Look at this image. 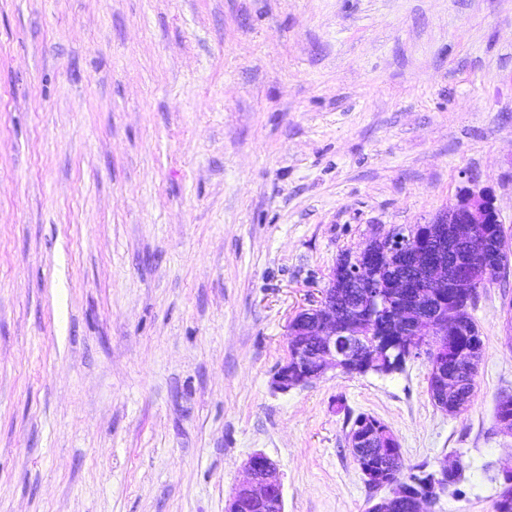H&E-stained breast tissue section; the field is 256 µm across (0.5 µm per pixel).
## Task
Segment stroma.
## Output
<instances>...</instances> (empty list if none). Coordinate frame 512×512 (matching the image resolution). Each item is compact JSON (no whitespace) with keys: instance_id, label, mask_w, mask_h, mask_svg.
I'll return each instance as SVG.
<instances>
[{"instance_id":"stroma-1","label":"stroma","mask_w":512,"mask_h":512,"mask_svg":"<svg viewBox=\"0 0 512 512\" xmlns=\"http://www.w3.org/2000/svg\"><path fill=\"white\" fill-rule=\"evenodd\" d=\"M474 185L512 243V0H0V512H224L256 453L367 512L361 413L495 512L512 270L463 412L423 355L273 384L343 252Z\"/></svg>"}]
</instances>
